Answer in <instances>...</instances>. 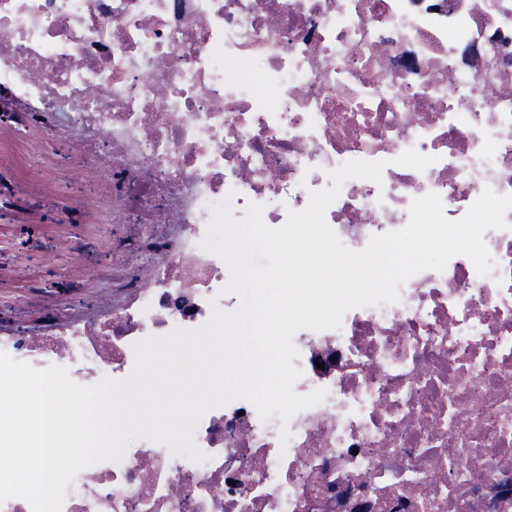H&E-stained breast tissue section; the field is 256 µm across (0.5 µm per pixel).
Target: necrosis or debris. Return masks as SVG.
I'll return each instance as SVG.
<instances>
[{"mask_svg":"<svg viewBox=\"0 0 512 512\" xmlns=\"http://www.w3.org/2000/svg\"><path fill=\"white\" fill-rule=\"evenodd\" d=\"M39 164L75 145L111 216V263L0 310V351L83 386L126 378L132 346L235 312L232 271L201 242L214 205L282 226L329 171L346 181L326 221L341 242L404 228L413 198L462 219L484 190L512 194V0H0V209L23 131ZM483 239L490 274L457 255L393 304L299 330L294 389L326 390L262 420L239 398L206 410L196 463L146 438L80 471L62 512H512V211ZM103 288L77 302L87 280ZM289 440H282V429Z\"/></svg>","mask_w":512,"mask_h":512,"instance_id":"obj_1","label":"necrosis or debris"}]
</instances>
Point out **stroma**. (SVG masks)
I'll list each match as a JSON object with an SVG mask.
<instances>
[{"label":"stroma","instance_id":"1","mask_svg":"<svg viewBox=\"0 0 512 512\" xmlns=\"http://www.w3.org/2000/svg\"><path fill=\"white\" fill-rule=\"evenodd\" d=\"M22 139L28 149V176L18 182L16 190L36 213L45 230L39 234L33 233L29 226L18 222L12 211H0V264H13L19 251H26L30 269L46 285L53 287L66 279L74 268L96 269L106 266L110 260L109 245L112 241L111 218H104L95 228L90 229L82 225L77 216H65L58 204L62 198L79 204L94 192L92 184L75 174L79 165L78 154L68 143H59V167L56 173L58 194L54 197L43 196L29 186L30 177L38 173L41 135L29 130L23 133ZM61 223L67 224L70 235L81 245L75 254L60 253L55 249L50 229Z\"/></svg>","mask_w":512,"mask_h":512}]
</instances>
